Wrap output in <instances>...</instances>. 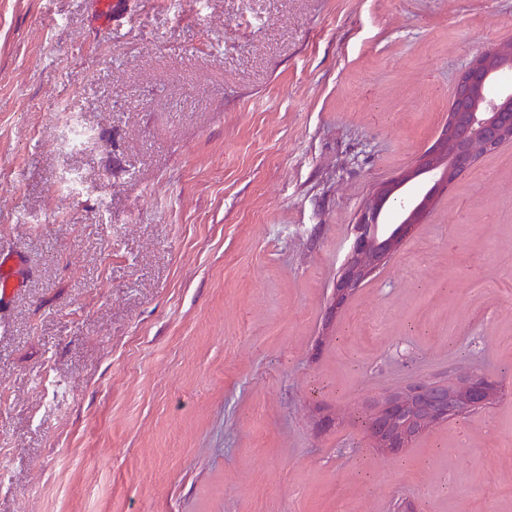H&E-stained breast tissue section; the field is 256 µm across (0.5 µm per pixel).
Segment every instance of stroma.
I'll list each match as a JSON object with an SVG mask.
<instances>
[{
	"label": "stroma",
	"instance_id": "stroma-1",
	"mask_svg": "<svg viewBox=\"0 0 512 512\" xmlns=\"http://www.w3.org/2000/svg\"><path fill=\"white\" fill-rule=\"evenodd\" d=\"M118 6L0 0V512H512V145L331 310L512 0ZM473 374L491 408L374 448L372 404ZM23 279V262L17 251H0V309L8 306Z\"/></svg>",
	"mask_w": 512,
	"mask_h": 512
}]
</instances>
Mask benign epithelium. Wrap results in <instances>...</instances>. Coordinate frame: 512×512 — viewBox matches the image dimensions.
<instances>
[{
    "mask_svg": "<svg viewBox=\"0 0 512 512\" xmlns=\"http://www.w3.org/2000/svg\"><path fill=\"white\" fill-rule=\"evenodd\" d=\"M500 58H512V45L483 51L470 61L455 80L448 118L434 144L413 167L376 186L359 214L356 236L336 278L335 312L344 310L357 289L423 223L436 197L447 192L479 157L494 154L512 141V96L494 103L492 109L483 98ZM501 393V386L483 375H473L458 386L416 382L373 404L365 426L378 450L399 455L448 422V410L487 409Z\"/></svg>",
    "mask_w": 512,
    "mask_h": 512,
    "instance_id": "benign-epithelium-1",
    "label": "benign epithelium"
}]
</instances>
